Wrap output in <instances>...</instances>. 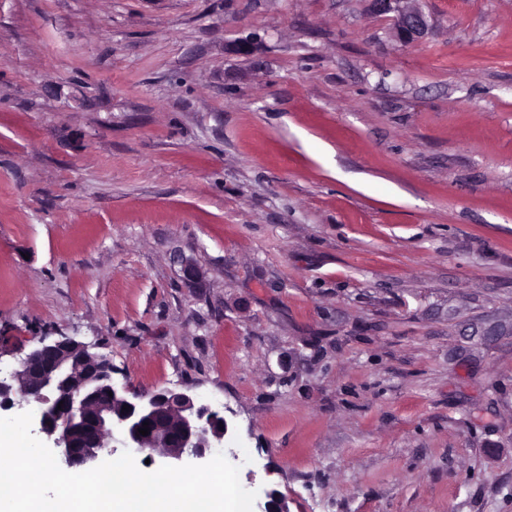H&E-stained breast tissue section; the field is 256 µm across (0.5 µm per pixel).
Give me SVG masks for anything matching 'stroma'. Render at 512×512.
Returning a JSON list of instances; mask_svg holds the SVG:
<instances>
[{"label":"stroma","mask_w":512,"mask_h":512,"mask_svg":"<svg viewBox=\"0 0 512 512\" xmlns=\"http://www.w3.org/2000/svg\"><path fill=\"white\" fill-rule=\"evenodd\" d=\"M419 6L0 0V369L192 393L253 512H512V0ZM382 13L397 12L396 30L399 39L409 44L422 38L428 30V22L421 9L416 5L418 0H373ZM412 5L404 7L401 3Z\"/></svg>","instance_id":"35a3bbf8"}]
</instances>
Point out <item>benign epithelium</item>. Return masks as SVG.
<instances>
[{"label":"benign epithelium","instance_id":"obj_1","mask_svg":"<svg viewBox=\"0 0 512 512\" xmlns=\"http://www.w3.org/2000/svg\"><path fill=\"white\" fill-rule=\"evenodd\" d=\"M382 13H398L399 39L422 38L428 22L418 0H374ZM32 406L36 431L69 469L96 467L112 455L114 436L135 456L182 466L224 447V416L188 391L163 388L126 395L112 380V365L91 346L64 336L41 341L9 376H0V411ZM148 423L149 434L138 429Z\"/></svg>","mask_w":512,"mask_h":512}]
</instances>
